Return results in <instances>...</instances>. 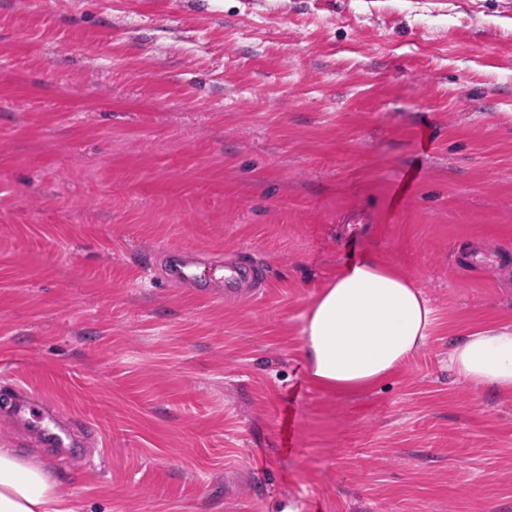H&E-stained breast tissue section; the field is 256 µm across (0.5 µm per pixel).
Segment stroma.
Returning a JSON list of instances; mask_svg holds the SVG:
<instances>
[{"instance_id": "stroma-1", "label": "stroma", "mask_w": 512, "mask_h": 512, "mask_svg": "<svg viewBox=\"0 0 512 512\" xmlns=\"http://www.w3.org/2000/svg\"><path fill=\"white\" fill-rule=\"evenodd\" d=\"M171 249L249 254L254 298L173 286ZM365 256L436 322L326 392L304 316ZM486 322L512 325V0H0V384L98 426L91 466L0 448L70 512H512V393L448 365Z\"/></svg>"}]
</instances>
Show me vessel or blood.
Segmentation results:
<instances>
[{
    "label": "vessel or blood",
    "instance_id": "b4317fda",
    "mask_svg": "<svg viewBox=\"0 0 512 512\" xmlns=\"http://www.w3.org/2000/svg\"><path fill=\"white\" fill-rule=\"evenodd\" d=\"M166 278L169 282L192 289L196 294L212 297L213 281L208 278V256L198 250L167 251ZM259 268L252 261L240 260L224 270V291L237 294L258 280ZM0 418L20 427L42 447L64 451L70 458L90 461L86 439L92 435L89 425H78L62 415L55 406L13 384L0 385Z\"/></svg>",
    "mask_w": 512,
    "mask_h": 512
}]
</instances>
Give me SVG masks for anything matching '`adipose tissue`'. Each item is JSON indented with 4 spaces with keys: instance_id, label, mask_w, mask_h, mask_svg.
Masks as SVG:
<instances>
[{
    "instance_id": "obj_1",
    "label": "adipose tissue",
    "mask_w": 512,
    "mask_h": 512,
    "mask_svg": "<svg viewBox=\"0 0 512 512\" xmlns=\"http://www.w3.org/2000/svg\"><path fill=\"white\" fill-rule=\"evenodd\" d=\"M436 320L422 292L401 273L366 256L337 273L305 317L311 380L329 392L367 388L408 362ZM470 382L512 392V327L469 331L448 354ZM0 512H69L49 472L0 448Z\"/></svg>"
}]
</instances>
